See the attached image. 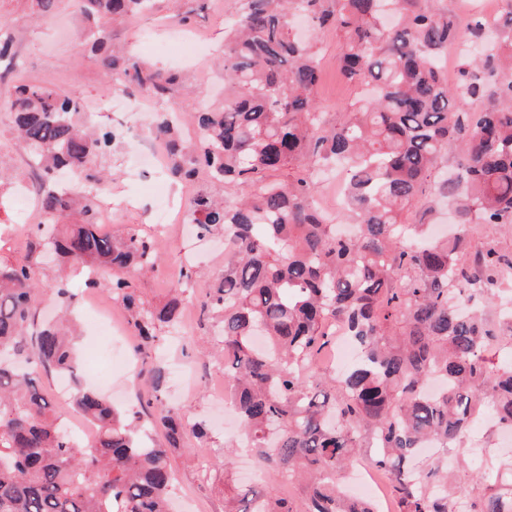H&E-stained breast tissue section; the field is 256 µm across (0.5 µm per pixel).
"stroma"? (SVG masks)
Listing matches in <instances>:
<instances>
[{"mask_svg":"<svg viewBox=\"0 0 512 512\" xmlns=\"http://www.w3.org/2000/svg\"><path fill=\"white\" fill-rule=\"evenodd\" d=\"M235 0H184L183 10L192 14V26L209 41L210 47L195 70L196 87L201 98L217 103L224 98V21L234 10ZM36 7L33 0H0V19L6 20L15 37L14 50L21 67L0 78V104L4 103L14 84L23 80L51 82L66 95L91 103L104 89L107 79L97 60L81 51L76 36L82 26L74 0H56L52 24L39 25L33 20ZM169 4L158 0L156 11L113 31L109 44L120 51L132 52L151 65L175 64V57L157 52L153 44L144 42L152 34L155 42L169 37ZM320 48L321 81L316 96L327 124L335 125L348 119L360 104L361 96L355 84L339 72L338 60L343 50L340 33L333 29L317 32ZM105 170L120 169L123 175L113 181L112 212L103 232L123 237L133 229L160 237L162 253L154 270L132 277L131 286L139 299L152 306L163 305L169 298L181 268L189 267L196 275L184 294L183 313L192 330L188 338L176 339L172 329L159 333L158 355L162 366L180 363L194 368L196 386L185 390L174 374H167L165 396L169 405L180 409L186 420L208 425L206 437L187 435L181 447L171 449L170 462L176 475L177 491L191 495L196 505L188 507L174 500L175 512H224L226 499L234 488L249 485L248 470L253 453L237 437L236 424H223V414L212 404L209 392L211 374L216 367L214 353L219 341L215 328L202 322L199 303L206 293L217 286L224 274L228 253L224 240L212 237L197 239L194 229L160 232L153 214L163 203L161 192L171 186L172 177L162 170L141 165L136 145L129 139L116 142L111 151L99 158ZM0 170L5 173L0 183V257L16 263L26 262L29 241L36 234V219L17 224L11 206V195L24 174V151L10 131L5 113L0 112ZM477 434L484 449L460 455L449 449L454 459L455 481L470 482L489 471L501 452L512 448V439L502 436L492 421H481Z\"/></svg>","mask_w":512,"mask_h":512,"instance_id":"35a3bbf8","label":"stroma"}]
</instances>
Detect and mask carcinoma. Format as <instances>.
<instances>
[{"instance_id":"carcinoma-1","label":"carcinoma","mask_w":512,"mask_h":512,"mask_svg":"<svg viewBox=\"0 0 512 512\" xmlns=\"http://www.w3.org/2000/svg\"><path fill=\"white\" fill-rule=\"evenodd\" d=\"M156 0H77L80 36L99 52L108 29L155 8ZM224 36L218 108L198 106L172 71L131 55L99 64L122 95L146 91L164 103L184 88L183 112L195 140L178 136L180 115L159 116L148 133L184 182L205 172L214 184H241L228 201L208 191L187 204L200 236L224 233L230 260L202 302L224 346V376L243 434L261 468L276 467L304 485V506L273 491H243L229 512H372L348 498L336 475L364 442L388 477L394 512H512L508 474L448 486L441 458L415 462L425 441L467 450L474 419L489 407L512 430V365L494 367L489 346L512 336V253L487 242L468 250L474 224L512 229V0L488 24L460 23L423 0H236ZM344 40L341 73L371 88L344 123L328 125L316 102L321 74L315 37L298 39L290 17ZM467 38L484 50L462 57L460 88L448 85L437 58ZM15 140L42 173L39 246L92 272L87 285L130 312L150 350L157 327L182 314L181 285L160 307L129 288L154 267L160 241L130 231H100L97 203L107 177L95 165L120 136L96 126L83 103L41 82H20L8 98ZM343 168L341 236L315 204L314 171ZM295 168L291 179L283 171ZM71 170L83 191L60 185ZM430 187L448 199L459 233L430 234L433 210L417 223L405 213ZM32 266L0 261V512H169L176 477L168 449L180 447L183 415L171 409L162 371L145 381L154 421L168 447L143 442L138 412H120L95 391L78 389L76 409L95 427L84 450L60 422L39 370L77 377L72 340L60 325L37 324ZM501 310L491 322L477 308ZM361 349L346 371L314 370L336 341L335 325ZM269 338L265 349L256 334ZM435 379L442 394L426 396Z\"/></svg>"}]
</instances>
